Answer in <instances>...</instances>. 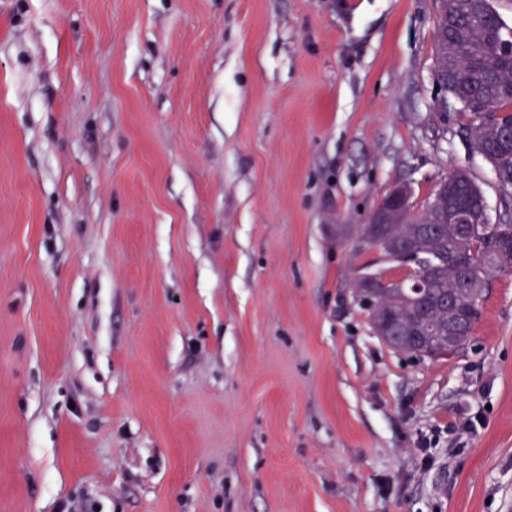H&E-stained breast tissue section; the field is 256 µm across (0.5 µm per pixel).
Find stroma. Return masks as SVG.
Listing matches in <instances>:
<instances>
[{"label":"stroma","instance_id":"35a3bbf8","mask_svg":"<svg viewBox=\"0 0 512 512\" xmlns=\"http://www.w3.org/2000/svg\"><path fill=\"white\" fill-rule=\"evenodd\" d=\"M438 0H0V512H512V274L411 359L354 294L462 168Z\"/></svg>","mask_w":512,"mask_h":512}]
</instances>
